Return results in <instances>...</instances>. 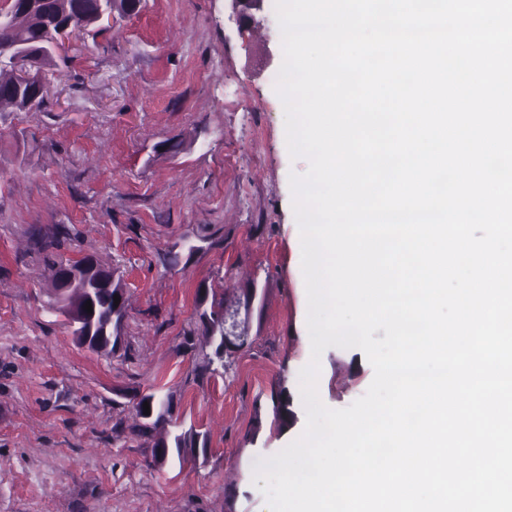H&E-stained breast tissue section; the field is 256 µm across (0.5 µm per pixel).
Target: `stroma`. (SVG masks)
I'll list each match as a JSON object with an SVG mask.
<instances>
[{"instance_id":"obj_1","label":"stroma","mask_w":512,"mask_h":512,"mask_svg":"<svg viewBox=\"0 0 512 512\" xmlns=\"http://www.w3.org/2000/svg\"><path fill=\"white\" fill-rule=\"evenodd\" d=\"M240 30L231 0H145L76 33L50 93L0 114V512H268L259 459L298 438L299 372L310 360L307 296L275 13ZM57 226V260L110 265L128 297L124 344L80 346L58 311L35 239ZM263 303L249 343L212 373L201 298ZM374 371L357 348H327L318 391L342 409ZM286 387L294 418L274 422ZM172 396L206 454L154 460L159 432L135 400Z\"/></svg>"}]
</instances>
